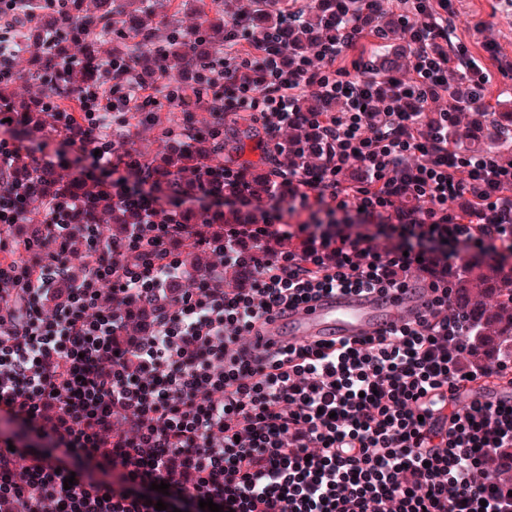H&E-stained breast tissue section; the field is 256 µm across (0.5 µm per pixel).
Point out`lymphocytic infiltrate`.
<instances>
[{
	"instance_id": "obj_1",
	"label": "lymphocytic infiltrate",
	"mask_w": 512,
	"mask_h": 512,
	"mask_svg": "<svg viewBox=\"0 0 512 512\" xmlns=\"http://www.w3.org/2000/svg\"><path fill=\"white\" fill-rule=\"evenodd\" d=\"M33 0H0V86L19 73L16 31L39 14ZM412 45L409 76L365 58L382 34L373 0H336L337 36L287 51L274 34L231 38L192 85L148 82L110 62L106 80L72 90L75 61L58 55L59 88L31 99L50 135L92 169L112 166L115 112L159 99L187 117L163 127L191 136L188 114L249 121L303 157L293 193L276 200L278 224L213 230L184 224L149 192L139 224L119 239L72 224L74 197L48 200L39 236L14 241L30 221L29 180L51 167L37 156L13 178L18 151L0 139V418L21 433L0 440V503L12 512H156L213 499L225 512H512L487 457L512 448V360L475 367L472 321L454 305V275L473 249L512 254V162L458 152L448 120L463 88L487 77L467 47L448 46L450 0H398ZM316 107L303 109L308 98ZM447 98L448 107L430 111ZM416 206L402 210L401 197ZM194 239L212 255L190 265ZM300 239L272 249V239ZM254 262L246 286L226 270ZM423 275L415 322L337 344L254 350L278 310L342 292H403ZM149 307L146 330L133 304ZM47 449L17 453L22 436ZM117 481L88 480L55 452ZM73 485H65V478ZM167 492L155 491L158 483ZM148 486L146 497L137 489Z\"/></svg>"
}]
</instances>
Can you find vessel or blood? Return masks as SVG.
Listing matches in <instances>:
<instances>
[{
    "mask_svg": "<svg viewBox=\"0 0 512 512\" xmlns=\"http://www.w3.org/2000/svg\"><path fill=\"white\" fill-rule=\"evenodd\" d=\"M422 286L404 293L330 294L307 305L274 314L262 331L263 342L304 344L358 339L415 319Z\"/></svg>",
    "mask_w": 512,
    "mask_h": 512,
    "instance_id": "obj_1",
    "label": "vessel or blood"
}]
</instances>
